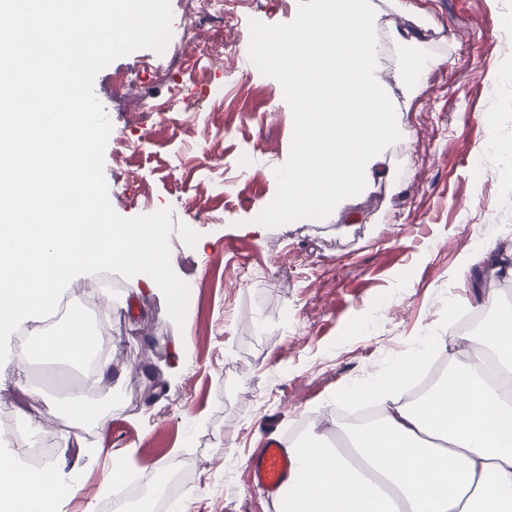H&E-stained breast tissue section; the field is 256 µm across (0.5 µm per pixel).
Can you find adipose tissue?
Wrapping results in <instances>:
<instances>
[{"label": "adipose tissue", "instance_id": "obj_1", "mask_svg": "<svg viewBox=\"0 0 512 512\" xmlns=\"http://www.w3.org/2000/svg\"><path fill=\"white\" fill-rule=\"evenodd\" d=\"M0 0V56L36 90L41 136L20 126L0 95V379L22 373L28 359L90 363L89 379L112 376L110 355L83 319L44 327L61 285L80 267L123 265L149 282L166 280L169 253L158 224L105 223L96 203L89 156L100 128L85 107L82 77L98 59L96 44L81 55L63 51L74 21L89 29L121 20L125 39H140L156 19V0ZM496 315L482 351L453 359L446 379L425 400L404 401L402 380L446 337L431 336L381 378L353 394L375 401V423L348 432V445L309 431L290 444L304 477L283 489L287 512H512V398L494 377H512V303L488 293ZM66 461L28 470L0 450V512H35L74 496Z\"/></svg>", "mask_w": 512, "mask_h": 512}]
</instances>
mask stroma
I'll use <instances>...</instances> for the list:
<instances>
[{
    "label": "stroma",
    "instance_id": "stroma-1",
    "mask_svg": "<svg viewBox=\"0 0 512 512\" xmlns=\"http://www.w3.org/2000/svg\"><path fill=\"white\" fill-rule=\"evenodd\" d=\"M373 2L401 138L385 152L384 179L318 221L252 229L290 154L291 109L280 83L246 58L230 53L219 66L204 50L215 37L247 43L256 11L268 25L291 22L298 0H224V25L199 28L191 0H160L166 51L148 39L104 47L84 74L86 100L112 120L93 149L102 216L164 215L171 262L164 286L117 265L78 269L63 290L66 316L108 336L111 380L33 360L26 389L0 401V426L22 444L33 437L26 411L55 397L41 435L77 467L66 512H114L103 490L112 449L132 451L140 471L191 462L160 512H274L248 489L245 468L270 428L289 441L310 415L335 418L352 388L478 306L473 258L512 255V155L489 145L512 143V52L501 49L512 0ZM405 33L439 60L414 92L397 76ZM134 65L141 98L113 94V74ZM153 102L169 108L149 111ZM191 201L208 221L188 220ZM246 267L259 277L243 280ZM169 285L185 295L182 318L170 315ZM74 386L107 425L74 427L63 408Z\"/></svg>",
    "mask_w": 512,
    "mask_h": 512
}]
</instances>
